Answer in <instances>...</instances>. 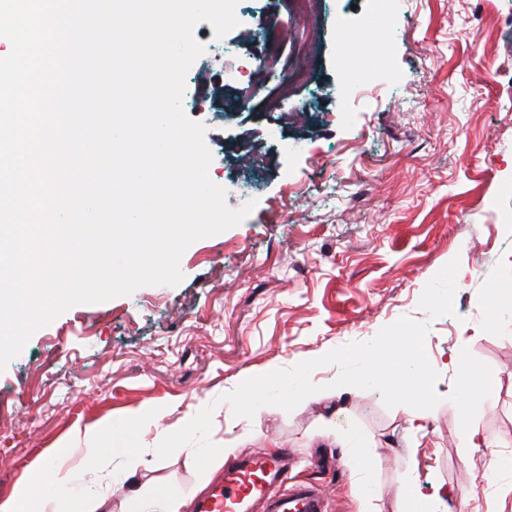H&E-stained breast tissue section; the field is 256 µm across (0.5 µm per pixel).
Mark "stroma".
<instances>
[{"instance_id":"stroma-1","label":"stroma","mask_w":512,"mask_h":512,"mask_svg":"<svg viewBox=\"0 0 512 512\" xmlns=\"http://www.w3.org/2000/svg\"><path fill=\"white\" fill-rule=\"evenodd\" d=\"M321 36L311 80L242 105L239 88L191 113L205 128L210 180L249 181L257 204L239 225L184 252L182 281L77 305L38 329L0 371V499L54 455L81 447L102 421L132 431L143 463L105 451L92 495L122 512L131 488L205 492L193 457L165 460L164 436L213 405L209 439L236 455L289 449L288 475L322 485L330 512H512V0H393V30L367 27L370 0H318ZM288 0H242L222 39L262 38L280 66ZM368 44L383 40L391 70L375 94L337 104L345 74L337 21ZM267 162L250 173L244 144ZM458 260L453 315L429 319L426 284ZM428 322L424 349L439 377L427 419L386 407L375 389L336 386L340 368L312 371L317 395L293 411L253 418L223 402L247 378L373 339L400 317ZM476 366L472 389L462 364ZM478 428L492 448L468 444Z\"/></svg>"}]
</instances>
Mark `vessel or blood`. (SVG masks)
I'll use <instances>...</instances> for the list:
<instances>
[{"label": "vessel or blood", "instance_id": "1", "mask_svg": "<svg viewBox=\"0 0 512 512\" xmlns=\"http://www.w3.org/2000/svg\"><path fill=\"white\" fill-rule=\"evenodd\" d=\"M194 512H328L321 486L288 479V459L257 451L226 466Z\"/></svg>", "mask_w": 512, "mask_h": 512}]
</instances>
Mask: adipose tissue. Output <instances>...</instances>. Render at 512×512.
Listing matches in <instances>:
<instances>
[{"mask_svg":"<svg viewBox=\"0 0 512 512\" xmlns=\"http://www.w3.org/2000/svg\"><path fill=\"white\" fill-rule=\"evenodd\" d=\"M107 431L98 426L85 428L83 437L88 443L85 460L79 466L67 464L66 456L55 457L51 466L40 475L41 489L60 496L66 512H101L104 498L87 494L85 486L89 461L98 452V441L106 437ZM184 499L167 489L151 487L131 492L125 499V512H183Z\"/></svg>","mask_w":512,"mask_h":512,"instance_id":"ef3b65f1","label":"adipose tissue"}]
</instances>
